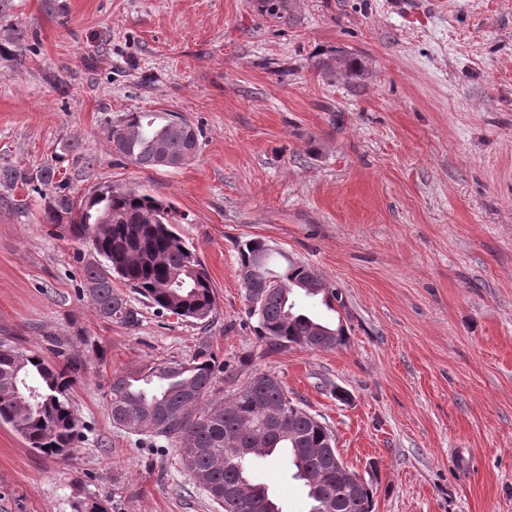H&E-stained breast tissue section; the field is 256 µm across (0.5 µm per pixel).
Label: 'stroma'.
Listing matches in <instances>:
<instances>
[{
	"instance_id": "1",
	"label": "stroma",
	"mask_w": 512,
	"mask_h": 512,
	"mask_svg": "<svg viewBox=\"0 0 512 512\" xmlns=\"http://www.w3.org/2000/svg\"><path fill=\"white\" fill-rule=\"evenodd\" d=\"M9 2L0 166L171 202L215 307L203 324L143 303L137 327L99 320L80 290L98 255L38 223V183L0 185V337L69 341L93 364L72 391V458L0 425V512H220L176 447L107 407L113 375L204 346L224 366L213 400L278 377L376 474L375 512H512V0H289L280 18L253 0ZM338 51L360 75L317 68ZM145 109L198 127L197 157L147 169L112 151V123ZM254 237L341 292L347 346L265 353L236 247ZM252 471L306 512L283 462Z\"/></svg>"
}]
</instances>
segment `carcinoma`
Masks as SVG:
<instances>
[{"label": "carcinoma", "instance_id": "1", "mask_svg": "<svg viewBox=\"0 0 512 512\" xmlns=\"http://www.w3.org/2000/svg\"><path fill=\"white\" fill-rule=\"evenodd\" d=\"M256 8L263 16L278 17L288 10V0H256ZM318 64L330 74L337 67L356 74L362 67L358 58L344 55ZM200 137L178 114L139 111L112 125L109 143L142 168H163L167 161L194 159ZM55 177L56 167L49 162L35 172L0 167V185L36 180L44 187L39 223L68 225L73 238L90 244L102 258L86 269L83 289L99 319L127 327L139 324L140 312L115 289L117 280L168 314L209 320L212 282L197 250L176 231L171 203L135 187L114 185L96 187L77 199ZM238 254L240 266L253 269L245 287L248 315L266 352L348 344L343 325L298 306L301 295L332 311L334 303H342L315 269L258 238L239 243ZM52 353L49 359L21 348L10 336L0 338V425L9 426L34 451L66 458L77 450L79 439L71 390L90 369V361L61 343ZM215 378L216 360L205 346L186 362L155 363L115 375L108 401L112 424L178 447L185 468L223 512H282L251 469L256 460L280 457L305 487L309 512H321L328 498L343 503L339 512H374L373 481L351 491L336 470L331 428L313 422L310 412L288 397L281 380L257 373L228 401L217 403L209 399ZM229 438L235 447H228Z\"/></svg>", "mask_w": 512, "mask_h": 512}]
</instances>
